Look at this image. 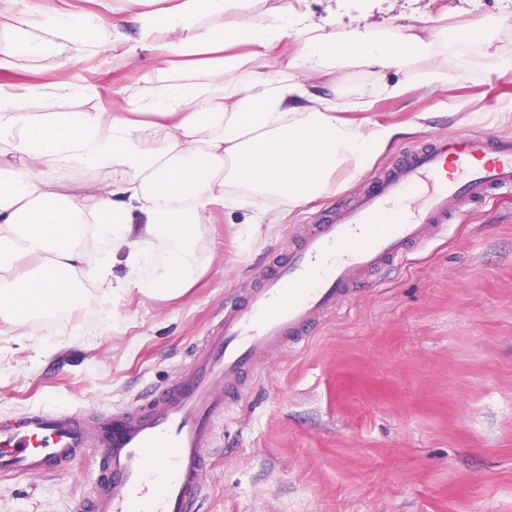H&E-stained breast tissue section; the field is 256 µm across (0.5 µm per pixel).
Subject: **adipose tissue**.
I'll use <instances>...</instances> for the list:
<instances>
[{"label":"adipose tissue","instance_id":"ef3b65f1","mask_svg":"<svg viewBox=\"0 0 512 512\" xmlns=\"http://www.w3.org/2000/svg\"><path fill=\"white\" fill-rule=\"evenodd\" d=\"M251 0H179L139 14L144 30L165 28L173 39L154 46L160 60L150 102L126 101L117 112L28 113L20 96L0 91V141L19 165H0V321L54 318L69 329L70 310L84 300L83 281L106 287L113 300L131 292L176 299L200 270L198 229L215 206L265 211L270 200L299 206L325 191L335 174L363 175L390 146L393 127L344 118L347 103L255 71L248 86L237 70L264 59L284 39H295L299 70H329L370 62L411 71L453 45L433 27L410 24L396 38L387 29H329L327 21L285 4L261 20L212 28L193 39L205 16L249 9ZM26 24L71 41L107 46L117 25L97 14L29 7ZM211 82L170 78L179 58ZM80 159L111 174L88 195L62 190L58 164ZM98 246L80 250L85 233ZM127 274L114 278L115 264Z\"/></svg>","mask_w":512,"mask_h":512}]
</instances>
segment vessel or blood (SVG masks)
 <instances>
[{
	"instance_id": "vessel-or-blood-1",
	"label": "vessel or blood",
	"mask_w": 512,
	"mask_h": 512,
	"mask_svg": "<svg viewBox=\"0 0 512 512\" xmlns=\"http://www.w3.org/2000/svg\"><path fill=\"white\" fill-rule=\"evenodd\" d=\"M503 194L512 195V137L457 135L405 152L371 190L314 217L287 257L225 308L190 373L146 390L142 408L114 413L102 435L68 415L0 428V476L100 445L108 476L93 512H191L214 419L231 409L243 378L270 353L305 342L309 325L336 312L360 280L423 247L424 230H445L463 198Z\"/></svg>"
}]
</instances>
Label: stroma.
I'll list each match as a JSON object with an SVG mask.
<instances>
[{
  "instance_id": "obj_1",
  "label": "stroma",
  "mask_w": 512,
  "mask_h": 512,
  "mask_svg": "<svg viewBox=\"0 0 512 512\" xmlns=\"http://www.w3.org/2000/svg\"><path fill=\"white\" fill-rule=\"evenodd\" d=\"M45 8L96 13L118 23L124 40L76 44L24 27L0 10V33L44 42L0 71V87L25 92L30 112H110L146 99L156 62L130 50L169 41L144 36L137 11L113 0H44ZM313 18L348 29L439 17L449 36L486 21L474 52L436 61L445 87L408 85L375 64L311 76L321 92L352 103L348 116L392 125L397 134L359 179L336 176L329 191L267 214L212 208L199 227L200 273L170 301L138 294L113 303L85 283L86 298L59 334L54 322H0V422L31 414H80L88 429L117 410L140 409L143 393L192 367L224 307L282 259L312 216L369 189L403 153L443 135L512 136V0H302ZM84 86L74 98L45 87L46 74ZM401 94H389L393 85ZM114 312L105 320L106 312ZM306 344L271 353L226 416L206 452L194 512H512V201L465 199L446 234L407 260L362 281L340 311L320 318ZM105 458L87 448L43 472L0 477V512H85L102 486Z\"/></svg>"
}]
</instances>
